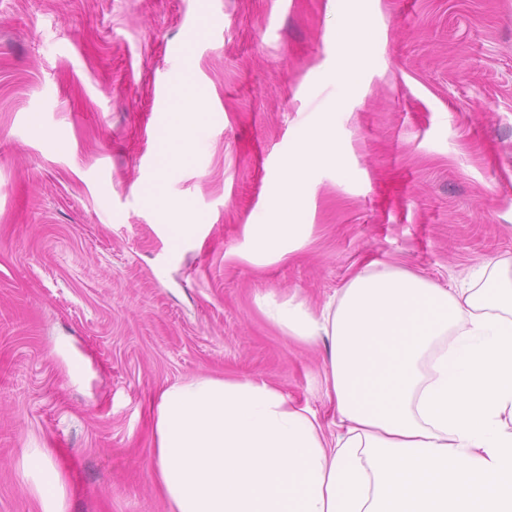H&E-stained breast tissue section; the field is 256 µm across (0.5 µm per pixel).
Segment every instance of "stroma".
Masks as SVG:
<instances>
[{"label":"stroma","instance_id":"35a3bbf8","mask_svg":"<svg viewBox=\"0 0 512 512\" xmlns=\"http://www.w3.org/2000/svg\"><path fill=\"white\" fill-rule=\"evenodd\" d=\"M369 63L336 125L349 171L320 175L307 244L228 259L264 206L334 69L328 0H0V512H45L47 454L64 512H169L153 474L160 391L259 378L318 414L325 345L283 336L266 294L321 307L350 273L394 263L453 288L512 259V0H367ZM209 101V146L149 197L166 163L171 48ZM158 224H166L177 235H189L196 224L187 217L186 203L178 198H151Z\"/></svg>","mask_w":512,"mask_h":512}]
</instances>
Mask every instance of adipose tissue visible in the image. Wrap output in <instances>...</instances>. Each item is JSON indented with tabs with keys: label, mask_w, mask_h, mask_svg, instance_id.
Returning a JSON list of instances; mask_svg holds the SVG:
<instances>
[{
	"label": "adipose tissue",
	"mask_w": 512,
	"mask_h": 512,
	"mask_svg": "<svg viewBox=\"0 0 512 512\" xmlns=\"http://www.w3.org/2000/svg\"><path fill=\"white\" fill-rule=\"evenodd\" d=\"M163 128L207 146V99L186 82ZM449 288L385 262L321 310L268 295L266 319L324 343L325 419L257 378L169 386L153 470L172 512H512V275Z\"/></svg>",
	"instance_id": "adipose-tissue-1"
}]
</instances>
